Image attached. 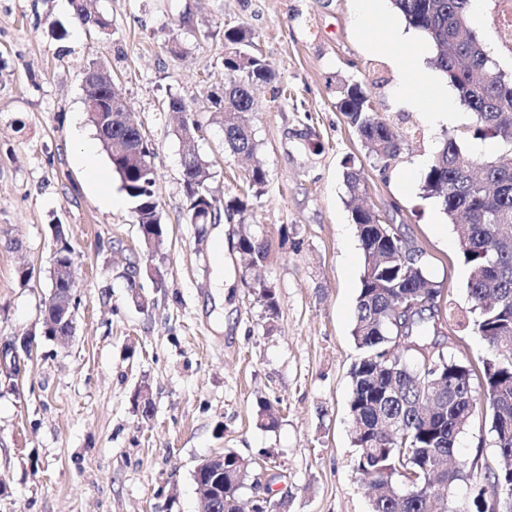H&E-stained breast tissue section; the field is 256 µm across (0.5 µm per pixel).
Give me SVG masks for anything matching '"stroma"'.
Wrapping results in <instances>:
<instances>
[{
  "mask_svg": "<svg viewBox=\"0 0 512 512\" xmlns=\"http://www.w3.org/2000/svg\"><path fill=\"white\" fill-rule=\"evenodd\" d=\"M499 8L485 0L472 27L512 76V26ZM98 9L108 33L76 22L71 0H0V342L38 334L19 372L0 371V512H203L193 472L227 449L270 477L287 512H371L349 409L364 254L344 174L361 169L366 202L420 251L452 308L443 331L453 352L478 369L487 347L472 329L456 226L420 183L405 189L398 177L412 165L425 171L447 137L481 162L495 152L470 135L463 105L434 125L398 92L376 49L394 31L359 19L354 0H98ZM224 26L251 31L275 74L257 87L250 115L255 161L267 172L259 196L245 179L251 161L225 152L208 100L224 84ZM93 62L107 66L154 148L160 288L88 121L83 73ZM345 82L360 84L403 136L397 159L370 157L337 110ZM173 97L200 126L192 143L178 134L185 117L167 109ZM86 145L113 207L88 187ZM191 148L210 163L223 238L186 217L181 158ZM55 224L76 256V330L66 345L39 334ZM244 230L268 247L258 267L237 247ZM259 278L276 287L275 319ZM262 401L277 412L276 428L261 427ZM490 421L478 405L456 445L457 461L480 476L499 464Z\"/></svg>",
  "mask_w": 512,
  "mask_h": 512,
  "instance_id": "obj_1",
  "label": "stroma"
}]
</instances>
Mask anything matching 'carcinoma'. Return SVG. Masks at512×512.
Returning a JSON list of instances; mask_svg holds the SVG:
<instances>
[{
  "label": "carcinoma",
  "mask_w": 512,
  "mask_h": 512,
  "mask_svg": "<svg viewBox=\"0 0 512 512\" xmlns=\"http://www.w3.org/2000/svg\"><path fill=\"white\" fill-rule=\"evenodd\" d=\"M408 27L423 33L436 47V68L457 90L473 114V135L497 138L510 149L481 165L446 139L422 178L424 194L436 201L459 225V248L470 275L467 283L474 331L485 341L489 357L479 384L468 361L439 351L442 331L441 290L427 275L421 254L405 250L400 231L384 236L380 216L355 205L351 217L365 256L356 301L352 336L362 355L350 377V412L355 470L372 494V512H512V497L499 491L512 482V80H482L497 72L467 20L469 0H392ZM253 36L238 27L224 29V95L212 100L222 114L224 147L251 156L258 147L246 114L255 111L252 89L274 81L275 74L251 51ZM336 108L355 129L364 147L387 163L401 151L402 136L375 112L359 84L341 88ZM115 170L133 205L137 223L148 229L158 223L154 169L122 159ZM210 163L193 157L184 172L185 198L209 185ZM350 201L362 189V172L345 173ZM238 248L254 261L266 258L267 247L243 231ZM265 313H278L275 287L259 285ZM421 303L419 310L398 314L394 306ZM432 353L430 362L409 365L396 349L398 337ZM493 410L491 432L502 465L492 472V494L481 487L465 504L454 499L457 482L468 477L450 466L457 440L470 426L477 405L476 387ZM249 477V463L224 451V489L217 512H238L240 478Z\"/></svg>",
  "instance_id": "obj_1"
}]
</instances>
